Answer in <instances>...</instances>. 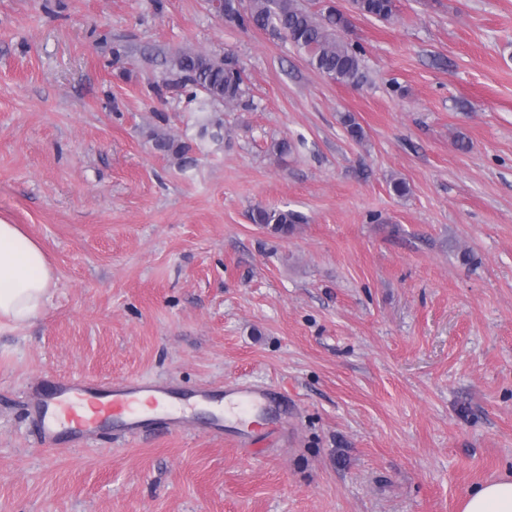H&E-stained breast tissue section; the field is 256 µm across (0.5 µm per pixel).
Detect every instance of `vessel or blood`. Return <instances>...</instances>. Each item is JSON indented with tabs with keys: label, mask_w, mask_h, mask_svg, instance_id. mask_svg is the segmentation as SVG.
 <instances>
[{
	"label": "vessel or blood",
	"mask_w": 512,
	"mask_h": 512,
	"mask_svg": "<svg viewBox=\"0 0 512 512\" xmlns=\"http://www.w3.org/2000/svg\"><path fill=\"white\" fill-rule=\"evenodd\" d=\"M229 400L228 415H216L214 429H223L227 416L245 417L272 402L269 392L244 385L224 390ZM173 393L162 382H142L133 378L113 384L91 380L58 379L38 387L29 399L38 423L43 447L64 442H86L105 424H113L128 434L137 433L144 422V408L167 409Z\"/></svg>",
	"instance_id": "obj_1"
}]
</instances>
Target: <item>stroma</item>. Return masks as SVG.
<instances>
[{
	"mask_svg": "<svg viewBox=\"0 0 512 512\" xmlns=\"http://www.w3.org/2000/svg\"><path fill=\"white\" fill-rule=\"evenodd\" d=\"M303 2L349 15L366 84L207 0H0V219L55 270L0 330V512H460L512 477V0ZM179 50L244 70L221 138L162 85ZM54 378L274 389L281 437L248 454L201 409L47 450ZM360 15L390 20L397 11L396 0H357ZM150 138L157 151L170 157L178 165L184 166L189 162L190 146L186 142L179 141L165 130H153ZM252 220L255 224L270 228L275 234L285 236L293 231L295 224L303 223L304 217L292 210L257 206L253 210Z\"/></svg>",
	"mask_w": 512,
	"mask_h": 512,
	"instance_id": "1",
	"label": "stroma"
}]
</instances>
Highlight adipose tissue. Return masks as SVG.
<instances>
[{
	"instance_id": "ef3b65f1",
	"label": "adipose tissue",
	"mask_w": 512,
	"mask_h": 512,
	"mask_svg": "<svg viewBox=\"0 0 512 512\" xmlns=\"http://www.w3.org/2000/svg\"><path fill=\"white\" fill-rule=\"evenodd\" d=\"M54 270L42 247L19 225L0 219V327L35 320L49 300ZM461 512H512V479L469 491Z\"/></svg>"
}]
</instances>
